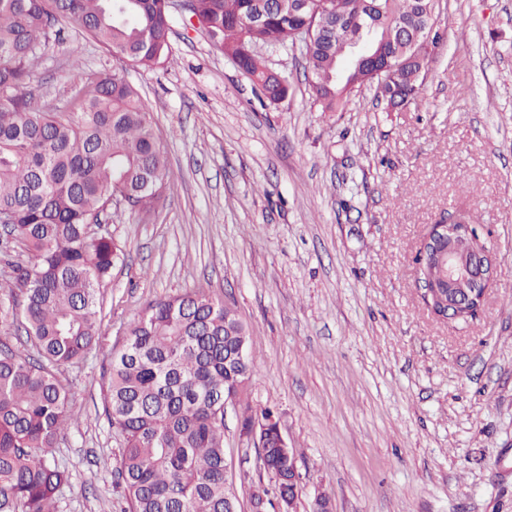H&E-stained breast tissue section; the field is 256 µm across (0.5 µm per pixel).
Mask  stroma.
Listing matches in <instances>:
<instances>
[{
    "label": "stroma",
    "mask_w": 512,
    "mask_h": 512,
    "mask_svg": "<svg viewBox=\"0 0 512 512\" xmlns=\"http://www.w3.org/2000/svg\"><path fill=\"white\" fill-rule=\"evenodd\" d=\"M169 11V60L126 73L171 176L150 214L113 209L99 227L121 254L100 342L62 373L79 418L53 450L70 473L59 512H121L112 354L150 300L199 286L250 336L254 371L224 409L240 512L273 483L241 432L265 407L297 453L291 512L320 496L332 512H512V0H438L423 100L399 112L368 85L321 111L298 44L256 50L292 82L270 103L182 0ZM118 65L68 25L27 91L64 103ZM470 211L493 283L476 318L446 322L414 257L431 224Z\"/></svg>",
    "instance_id": "stroma-1"
}]
</instances>
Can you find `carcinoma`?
<instances>
[{
	"label": "carcinoma",
	"instance_id": "carcinoma-1",
	"mask_svg": "<svg viewBox=\"0 0 512 512\" xmlns=\"http://www.w3.org/2000/svg\"><path fill=\"white\" fill-rule=\"evenodd\" d=\"M195 2L199 27L271 103L288 96V77L270 72L252 47L301 43L314 103L341 112L346 81L371 83L352 65L336 80L353 41L389 58L392 83L377 89L386 111L419 101L431 51L411 46L407 33L432 32L435 0ZM64 21L122 63L153 68L171 54L168 0H0V215L12 219L5 236L29 256L16 264L0 244L14 283L0 287V512H58L70 484L50 456L77 421L59 370L81 365L97 343L99 288L120 253L111 237L89 233V220L102 221L116 192L150 213L170 178L152 117L123 69L88 79L49 110L24 92ZM417 265L425 281L439 275L428 249ZM12 329L21 333L17 347ZM248 339L235 312L202 288L156 299L127 325L105 397L121 445L124 512H238L224 477V393L245 387L254 367L224 361V351ZM288 455L266 449L275 499L265 491L251 501L273 510L294 503Z\"/></svg>",
	"mask_w": 512,
	"mask_h": 512
}]
</instances>
